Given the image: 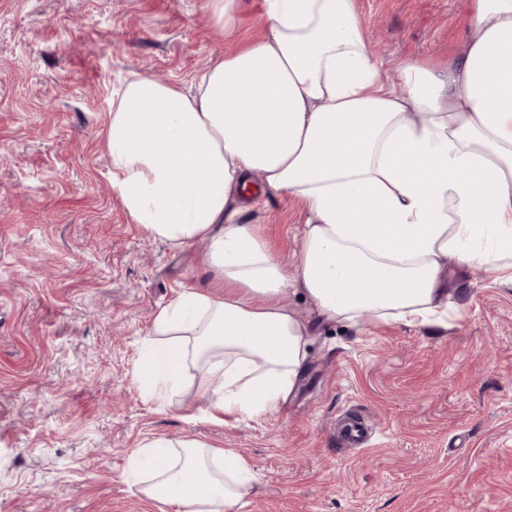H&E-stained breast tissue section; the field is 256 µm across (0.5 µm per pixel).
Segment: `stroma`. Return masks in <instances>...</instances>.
<instances>
[{
    "instance_id": "35a3bbf8",
    "label": "stroma",
    "mask_w": 512,
    "mask_h": 512,
    "mask_svg": "<svg viewBox=\"0 0 512 512\" xmlns=\"http://www.w3.org/2000/svg\"><path fill=\"white\" fill-rule=\"evenodd\" d=\"M382 78L463 49L466 0H356ZM209 0H0V512H158L124 482L149 442L241 454L259 482L243 512H512V288L449 263L447 328L357 327L317 316L306 366L276 413L202 418L193 382L166 404L136 383L156 311L210 281L202 245L132 224L109 182L104 130L130 72L184 89L256 34ZM295 264L302 213L269 193L243 211ZM372 435L341 445L349 421ZM240 0H211L210 16L213 25L223 34L229 21L239 9Z\"/></svg>"
}]
</instances>
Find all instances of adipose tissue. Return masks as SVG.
<instances>
[{
    "label": "adipose tissue",
    "instance_id": "1",
    "mask_svg": "<svg viewBox=\"0 0 512 512\" xmlns=\"http://www.w3.org/2000/svg\"><path fill=\"white\" fill-rule=\"evenodd\" d=\"M258 36L194 91L129 73L112 101L109 179L132 223L204 243L211 281L155 314L137 376L163 402L198 372L206 419L277 411L307 356L289 289L329 320L408 327L448 316V260L512 285V0H471L464 52L379 77L355 0H257ZM306 213L287 268L242 223L245 190ZM166 512H241L255 480L238 452L157 440L123 472Z\"/></svg>",
    "mask_w": 512,
    "mask_h": 512
}]
</instances>
